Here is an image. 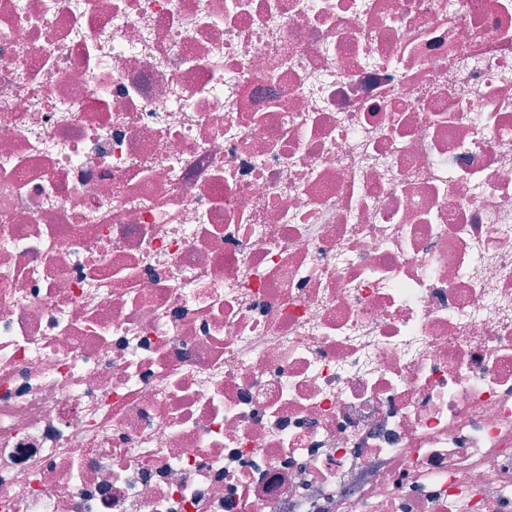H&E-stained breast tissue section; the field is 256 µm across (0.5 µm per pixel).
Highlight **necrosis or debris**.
I'll return each mask as SVG.
<instances>
[{
  "label": "necrosis or debris",
  "instance_id": "1",
  "mask_svg": "<svg viewBox=\"0 0 512 512\" xmlns=\"http://www.w3.org/2000/svg\"><path fill=\"white\" fill-rule=\"evenodd\" d=\"M0 512H512V0H0Z\"/></svg>",
  "mask_w": 512,
  "mask_h": 512
}]
</instances>
